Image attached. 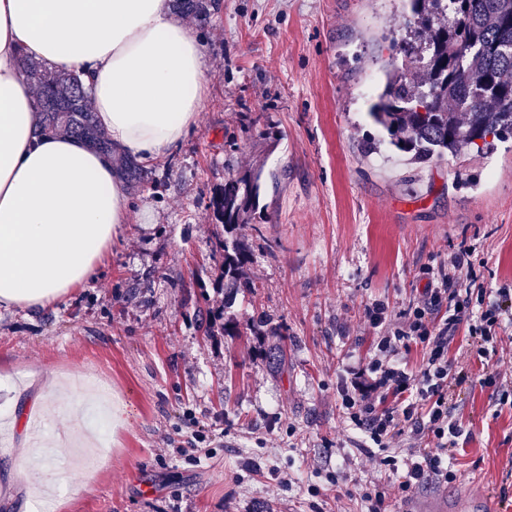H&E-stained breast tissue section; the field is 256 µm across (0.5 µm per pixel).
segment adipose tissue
Listing matches in <instances>:
<instances>
[{
  "mask_svg": "<svg viewBox=\"0 0 512 512\" xmlns=\"http://www.w3.org/2000/svg\"><path fill=\"white\" fill-rule=\"evenodd\" d=\"M29 62L80 75L96 125L143 165L195 125L210 82L204 39L170 0H0V309L35 313L92 278L130 204L107 156L36 135Z\"/></svg>",
  "mask_w": 512,
  "mask_h": 512,
  "instance_id": "1",
  "label": "adipose tissue"
}]
</instances>
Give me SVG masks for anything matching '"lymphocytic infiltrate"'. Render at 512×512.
I'll list each match as a JSON object with an SVG mask.
<instances>
[{
    "label": "lymphocytic infiltrate",
    "mask_w": 512,
    "mask_h": 512,
    "mask_svg": "<svg viewBox=\"0 0 512 512\" xmlns=\"http://www.w3.org/2000/svg\"><path fill=\"white\" fill-rule=\"evenodd\" d=\"M470 257L467 247L454 253L449 269H438L399 318H391L383 302L371 303L366 316L377 331L374 351L348 367V380L337 386L346 422L363 433L364 448L377 449L379 467L397 475L406 497L432 478H454L446 461L463 434L455 395L474 382L467 364L450 354L460 330L468 332L470 352L485 358L497 353L499 331L512 323V290L460 281ZM413 344L423 353L414 369L398 360ZM405 435L421 447L401 458L393 445Z\"/></svg>",
    "instance_id": "obj_1"
}]
</instances>
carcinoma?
I'll list each match as a JSON object with an SVG mask.
<instances>
[{"label":"carcinoma","mask_w":512,"mask_h":512,"mask_svg":"<svg viewBox=\"0 0 512 512\" xmlns=\"http://www.w3.org/2000/svg\"><path fill=\"white\" fill-rule=\"evenodd\" d=\"M201 20L220 0H176ZM401 37L390 38L392 56L384 87L369 115L390 144L426 164L446 153H484L487 138L512 137V0H408ZM40 99L38 132L68 133L104 155L112 142L97 129L79 78L40 65L25 67ZM263 171L224 178L211 207L224 234L245 224L260 199ZM221 276H233L250 260L248 247L223 238Z\"/></svg>","instance_id":"cac0c4a2"}]
</instances>
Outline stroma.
<instances>
[{
	"label": "stroma",
	"instance_id": "35a3bbf8",
	"mask_svg": "<svg viewBox=\"0 0 512 512\" xmlns=\"http://www.w3.org/2000/svg\"><path fill=\"white\" fill-rule=\"evenodd\" d=\"M405 11V0H223L207 23L184 14L209 57L196 124L131 188L129 222L94 280L43 313L0 314V512H36L14 490L21 449L65 430L64 404L92 397L85 383L49 392L68 375L102 382L128 423L107 434L95 482L72 447L32 472L63 499L54 512H311L315 489L333 512H361L371 481L392 512L474 484L494 512H512V407L479 382L512 380V326L498 354L468 359L477 382L457 402L468 436L455 480L411 498L360 449L336 391L344 363L372 351L366 304L398 314L426 267L460 246L480 283L512 289V139L423 166L366 150L381 136L367 112ZM254 112L264 129L248 127ZM258 167L260 206L232 233L253 253L251 293L219 276L209 202L225 176Z\"/></svg>",
	"mask_w": 512,
	"mask_h": 512
}]
</instances>
